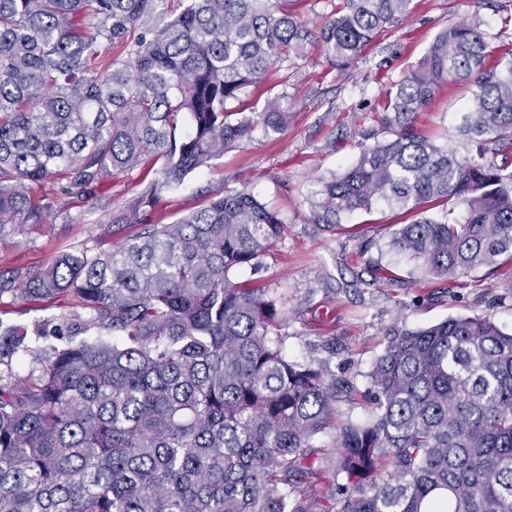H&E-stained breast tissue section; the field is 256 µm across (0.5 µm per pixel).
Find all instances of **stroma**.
Instances as JSON below:
<instances>
[{"label": "stroma", "instance_id": "1", "mask_svg": "<svg viewBox=\"0 0 512 512\" xmlns=\"http://www.w3.org/2000/svg\"><path fill=\"white\" fill-rule=\"evenodd\" d=\"M497 3L494 11L476 0H411L409 15L389 25L345 72L330 69L321 43H312L287 85L272 77L252 93L258 109L268 98L287 93V128L269 134L257 130L252 142L188 175L148 212V223L170 224L201 206L209 191L246 185L279 213L283 234L261 269L237 272L235 278L256 281L276 298L279 333L290 359L348 381L336 404L338 422L362 424L372 418L367 373L384 351L389 327L416 329L448 318L488 316L503 331H512V268L478 269L459 286L427 278L413 260L390 247L403 220L398 211L356 213L344 218L343 229L327 231L308 223L306 200L314 178L342 172L354 162L362 135L376 128L393 84L439 32L476 19L487 40L498 44L501 19L512 15V0ZM471 99L465 87H443L419 115V128L439 143H451L459 154L476 152L477 143L454 133ZM139 181L135 171L115 175L103 196L75 197L68 208H52L46 224L1 240L0 271L41 268L67 251L114 248L136 232L134 226L113 223L112 216L139 193ZM387 267L395 278L384 275ZM78 310L72 294L46 306L6 299L0 301V324L30 328Z\"/></svg>", "mask_w": 512, "mask_h": 512}]
</instances>
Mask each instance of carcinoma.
Wrapping results in <instances>:
<instances>
[{
  "instance_id": "1",
  "label": "carcinoma",
  "mask_w": 512,
  "mask_h": 512,
  "mask_svg": "<svg viewBox=\"0 0 512 512\" xmlns=\"http://www.w3.org/2000/svg\"><path fill=\"white\" fill-rule=\"evenodd\" d=\"M287 2L0 0V239L45 223L33 184L88 197L114 174H155L112 217L142 233L0 273V301L74 293L84 310L38 324L54 337L40 348L0 327V512H323L299 484L332 431L336 512H512V333L489 317L389 328L368 373L374 417L338 424L340 382L288 359L276 299L232 279L260 266L279 214L243 187L146 223L187 175L288 125V93L259 113L250 99L271 73L288 80L312 38ZM410 2L339 0L319 31L326 61L357 62ZM449 83L472 90L457 132L497 160L417 126ZM378 124L340 176L312 181L310 222L412 215L391 247L431 278L512 262V50L473 22L448 27ZM90 328L106 337L77 340Z\"/></svg>"
}]
</instances>
